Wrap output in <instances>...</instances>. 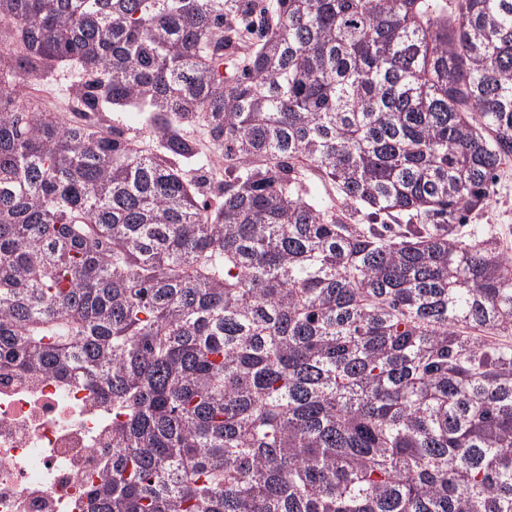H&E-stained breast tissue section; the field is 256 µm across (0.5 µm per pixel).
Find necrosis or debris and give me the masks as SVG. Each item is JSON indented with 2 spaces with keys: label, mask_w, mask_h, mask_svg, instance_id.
Returning a JSON list of instances; mask_svg holds the SVG:
<instances>
[{
  "label": "necrosis or debris",
  "mask_w": 512,
  "mask_h": 512,
  "mask_svg": "<svg viewBox=\"0 0 512 512\" xmlns=\"http://www.w3.org/2000/svg\"><path fill=\"white\" fill-rule=\"evenodd\" d=\"M88 390L0 375V512H86L112 456L111 425Z\"/></svg>",
  "instance_id": "obj_1"
}]
</instances>
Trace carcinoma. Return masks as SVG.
I'll use <instances>...</instances> for the list:
<instances>
[{"label":"carcinoma","mask_w":512,"mask_h":512,"mask_svg":"<svg viewBox=\"0 0 512 512\" xmlns=\"http://www.w3.org/2000/svg\"><path fill=\"white\" fill-rule=\"evenodd\" d=\"M509 159L512 0H0V372L112 408L87 512H512ZM462 231L466 237L474 231L492 232L512 255V162L501 168L489 205L470 214Z\"/></svg>","instance_id":"cac0c4a2"}]
</instances>
